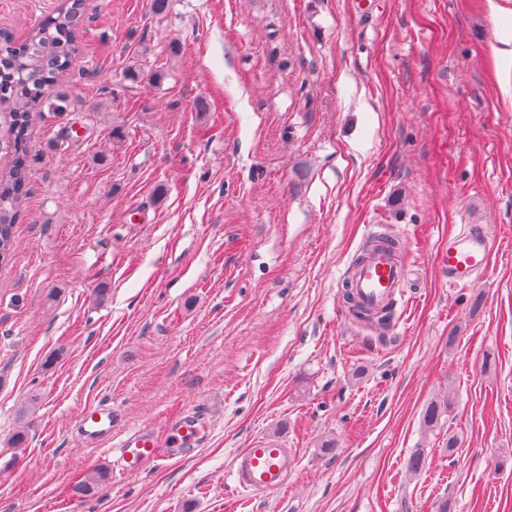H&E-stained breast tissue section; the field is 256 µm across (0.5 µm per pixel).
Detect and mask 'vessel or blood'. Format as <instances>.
Wrapping results in <instances>:
<instances>
[{"label": "vessel or blood", "instance_id": "1", "mask_svg": "<svg viewBox=\"0 0 512 512\" xmlns=\"http://www.w3.org/2000/svg\"><path fill=\"white\" fill-rule=\"evenodd\" d=\"M498 246V239L482 227L463 225L458 233L449 235L439 266L450 285L473 282L488 275L490 258ZM407 277L408 268L396 247L380 241L360 253L346 275V283L361 309L378 311L404 300ZM208 424L207 412L188 408L166 419L164 434H157L148 424L121 431L111 406L92 402L79 413L74 431L84 446L113 452V470L127 477L157 462L192 455L203 444ZM292 467L291 449L278 440L264 439L235 456L233 474L252 495L264 496L287 488Z\"/></svg>", "mask_w": 512, "mask_h": 512}]
</instances>
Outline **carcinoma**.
Listing matches in <instances>:
<instances>
[{
    "mask_svg": "<svg viewBox=\"0 0 512 512\" xmlns=\"http://www.w3.org/2000/svg\"><path fill=\"white\" fill-rule=\"evenodd\" d=\"M83 0H72L37 25L23 40L0 47V258H8L14 227L28 194L34 113L42 111L46 94L71 66L77 53V31ZM453 405L448 393L431 403L423 421L431 429ZM102 478L76 481L82 497L100 493Z\"/></svg>",
    "mask_w": 512,
    "mask_h": 512,
    "instance_id": "1",
    "label": "carcinoma"
}]
</instances>
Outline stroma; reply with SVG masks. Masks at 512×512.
I'll return each mask as SVG.
<instances>
[{
    "label": "stroma",
    "mask_w": 512,
    "mask_h": 512,
    "mask_svg": "<svg viewBox=\"0 0 512 512\" xmlns=\"http://www.w3.org/2000/svg\"><path fill=\"white\" fill-rule=\"evenodd\" d=\"M59 3L0 0V30ZM84 8L0 265V512H512V98L486 0ZM464 224L500 246L452 286ZM382 232L413 300L383 333L342 315ZM92 401L122 429L204 409L207 436L118 481L73 434ZM265 437L296 460L253 499L232 464ZM86 474L100 495L73 494Z\"/></svg>",
    "instance_id": "35a3bbf8"
}]
</instances>
